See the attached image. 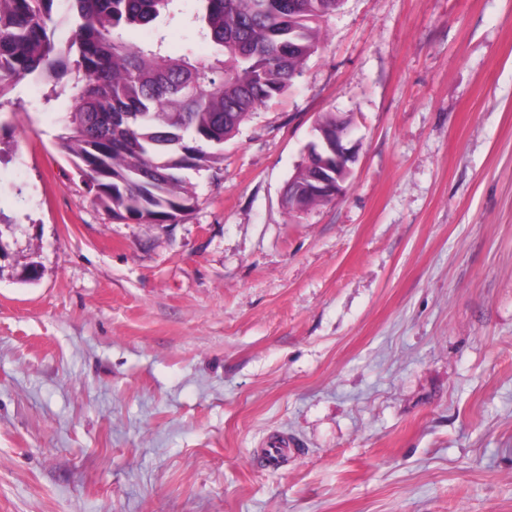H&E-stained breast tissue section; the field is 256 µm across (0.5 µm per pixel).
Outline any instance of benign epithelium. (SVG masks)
Returning a JSON list of instances; mask_svg holds the SVG:
<instances>
[{
    "label": "benign epithelium",
    "instance_id": "7a95c632",
    "mask_svg": "<svg viewBox=\"0 0 512 512\" xmlns=\"http://www.w3.org/2000/svg\"><path fill=\"white\" fill-rule=\"evenodd\" d=\"M304 158H319L311 181L297 191L298 211L310 209L307 201L313 197L333 199L343 191L342 185L353 172L358 160V144L352 141L351 132L333 134L319 126L314 127Z\"/></svg>",
    "mask_w": 512,
    "mask_h": 512
}]
</instances>
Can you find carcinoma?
<instances>
[{
    "label": "carcinoma",
    "instance_id": "cac0c4a2",
    "mask_svg": "<svg viewBox=\"0 0 512 512\" xmlns=\"http://www.w3.org/2000/svg\"><path fill=\"white\" fill-rule=\"evenodd\" d=\"M185 2L0 0V100L24 81L50 87L48 102L66 96L58 148L127 223L195 208L190 173L220 165L224 142L293 86L343 0ZM184 16L211 53H168L164 29ZM132 28L148 40L128 42Z\"/></svg>",
    "mask_w": 512,
    "mask_h": 512
}]
</instances>
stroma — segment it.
<instances>
[{
	"mask_svg": "<svg viewBox=\"0 0 512 512\" xmlns=\"http://www.w3.org/2000/svg\"><path fill=\"white\" fill-rule=\"evenodd\" d=\"M46 92L0 107V512H512V0H343L176 224ZM326 112L359 160L288 212Z\"/></svg>",
	"mask_w": 512,
	"mask_h": 512,
	"instance_id": "obj_1",
	"label": "stroma"
}]
</instances>
